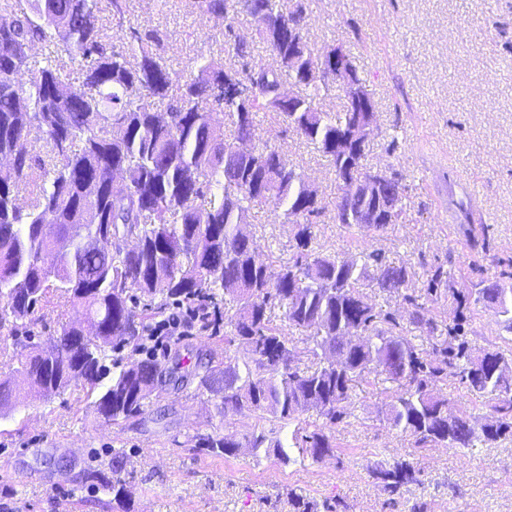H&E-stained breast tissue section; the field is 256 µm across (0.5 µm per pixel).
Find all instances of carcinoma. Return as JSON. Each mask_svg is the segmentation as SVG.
Instances as JSON below:
<instances>
[{
  "label": "carcinoma",
  "mask_w": 512,
  "mask_h": 512,
  "mask_svg": "<svg viewBox=\"0 0 512 512\" xmlns=\"http://www.w3.org/2000/svg\"><path fill=\"white\" fill-rule=\"evenodd\" d=\"M201 17L245 13L261 16L256 39L269 60L238 69L233 61L206 60L197 71L174 69L160 40L132 31L127 51H107L102 43L97 0H0V14L12 25L0 27V156L14 165L0 167V330L11 343L0 344V413L13 409L21 392L45 399L73 388L92 402L95 414L114 424L144 412L147 401L183 381L181 364L165 368L150 357L109 365L112 352L138 345L148 321L170 306L185 305L207 315L217 298L228 294L239 308L228 343L237 344L241 363L198 362L202 384L215 399L220 418L271 414L294 425L290 435L251 431L207 435L198 447L234 455L245 448L254 456L274 451L290 461L287 450L320 460L333 453L329 432L348 416L355 384L384 374L397 384L385 411L387 423L414 439L420 449L471 448L512 434V358L498 346L474 358L467 340L469 320L461 307L498 306L512 333V258L490 254L486 238L471 234L473 250L490 260L497 274L478 292L464 295L449 286L444 265L430 268L424 292L408 288L407 266L387 262L379 252L360 257L326 254L312 247L316 220L326 210L348 229L363 225L356 216L371 207L361 193L349 195L344 182L363 170L367 143L351 139L376 102L363 86L350 54L344 73L322 69L310 79L313 60L336 54L331 45L316 53L306 37V11L286 9L282 0H192ZM56 42L70 61L84 68V80L62 95L65 61L32 60L36 43ZM32 72L30 86L15 82ZM292 80L302 92L288 101L278 89ZM343 91L336 116L316 102L321 92ZM168 100L160 124L154 99ZM224 109L229 134L210 120ZM275 112L295 134L317 146L335 169L338 193L325 201L311 193L304 174L283 152L264 146L246 157L234 150L254 136V114ZM38 167L44 186L20 207L16 194ZM122 171L129 193L112 197L114 170ZM385 192L396 203L393 218L363 227L381 232L405 212L407 185L396 174L384 176ZM276 199L285 206L295 252L274 272L257 262L256 238L239 231V220L253 204ZM139 246L130 249L128 239ZM372 276L378 293L409 309L406 324L358 288ZM448 295L459 307L447 337L438 339V323L429 302ZM143 302L134 317L132 306ZM279 305L288 325L306 332L298 345L282 336L268 309ZM66 305L77 321L43 341L30 326L38 309ZM433 341L429 350L414 342L413 332ZM307 357L316 365L302 370ZM454 377L472 395L485 399L482 423L464 406L451 410L436 393ZM314 409L322 423L309 429L299 414ZM125 458L112 456L108 469L88 478L111 499L125 501L121 473ZM383 490L397 494L418 482L415 469L395 460L374 471Z\"/></svg>",
  "instance_id": "cac0c4a2"
}]
</instances>
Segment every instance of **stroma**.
Segmentation results:
<instances>
[{"mask_svg":"<svg viewBox=\"0 0 512 512\" xmlns=\"http://www.w3.org/2000/svg\"><path fill=\"white\" fill-rule=\"evenodd\" d=\"M302 2L312 48L343 46L377 106L378 130L364 166L387 167L408 186L407 211L383 233L346 229L323 219L315 249L355 256L380 251L408 266L411 287L441 263L465 285L490 277L466 247L467 225L449 222L458 204L486 216L492 252L512 257V0H284ZM125 27L159 37L176 69L193 70L199 58L223 62L236 37L252 41L238 67L263 58L256 22L202 17L190 0H129ZM253 146L285 153L306 178L333 199L336 175L315 146L287 124L259 114ZM283 209L268 199L249 213L246 230L261 245V260L288 261L293 247ZM470 338L474 354L490 344L512 348L494 306L479 304ZM213 356L235 361L223 338L187 329L167 350L175 358ZM395 383L371 375L353 394L349 416L335 430L336 454L283 462L276 453L241 450L216 456L194 447L195 434L267 430L274 419L220 418L198 377L150 400L137 420L116 425L94 417L87 402L65 393L47 400L21 396L0 417V512H100L96 488L83 471L122 453L127 497L113 512H293L289 491L318 505L342 503L346 512H512V437L468 449L422 450L380 416ZM409 463L420 481L388 495L372 472L393 460Z\"/></svg>","mask_w":512,"mask_h":512,"instance_id":"obj_1","label":"stroma"}]
</instances>
